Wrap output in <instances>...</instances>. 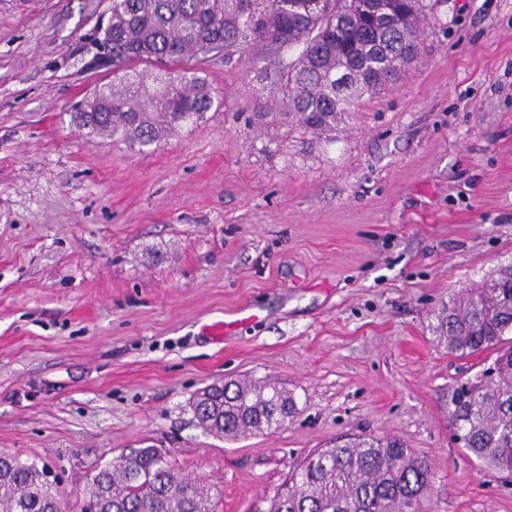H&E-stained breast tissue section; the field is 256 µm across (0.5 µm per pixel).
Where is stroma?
Wrapping results in <instances>:
<instances>
[{
	"mask_svg": "<svg viewBox=\"0 0 512 512\" xmlns=\"http://www.w3.org/2000/svg\"><path fill=\"white\" fill-rule=\"evenodd\" d=\"M110 6L0 0V449L47 463L67 507L154 446L222 484V512H269L308 455L390 435L429 464L432 512H512L448 420L486 356L428 328L512 261V0H437L401 80L308 153L246 123L297 57L254 40L195 62L221 98L201 126L141 154L77 129L72 105L112 79L93 47ZM241 376L297 411L228 442L190 402Z\"/></svg>",
	"mask_w": 512,
	"mask_h": 512,
	"instance_id": "obj_1",
	"label": "stroma"
}]
</instances>
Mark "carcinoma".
Returning a JSON list of instances; mask_svg holds the SVG:
<instances>
[{
  "instance_id": "carcinoma-1",
  "label": "carcinoma",
  "mask_w": 512,
  "mask_h": 512,
  "mask_svg": "<svg viewBox=\"0 0 512 512\" xmlns=\"http://www.w3.org/2000/svg\"><path fill=\"white\" fill-rule=\"evenodd\" d=\"M112 0V82L76 103L72 124L90 136L142 152L206 121L217 95L189 62L251 40L296 50L281 72L286 106L267 104L257 124L289 125L301 151L347 126L366 98L389 89L420 51L430 0H391L398 23L361 16L357 0ZM141 65L157 67L154 72ZM432 333L460 356L496 354L448 402L454 436L479 466L512 480V261L433 313ZM199 424L236 440L280 429L296 409L288 390L230 379L193 401ZM50 468L0 451V512H63ZM430 467L398 438L357 436L307 457L288 476L270 512H427ZM223 488L182 475L157 448H127L95 470L75 512H217Z\"/></svg>"
}]
</instances>
